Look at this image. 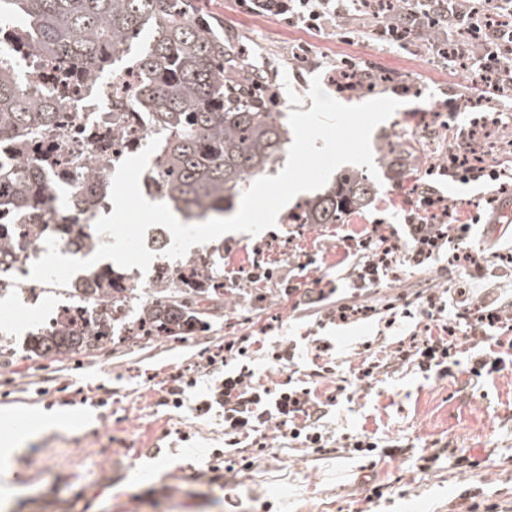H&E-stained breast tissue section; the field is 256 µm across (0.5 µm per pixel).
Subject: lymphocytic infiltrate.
<instances>
[{
    "instance_id": "lymphocytic-infiltrate-1",
    "label": "lymphocytic infiltrate",
    "mask_w": 512,
    "mask_h": 512,
    "mask_svg": "<svg viewBox=\"0 0 512 512\" xmlns=\"http://www.w3.org/2000/svg\"><path fill=\"white\" fill-rule=\"evenodd\" d=\"M237 4L255 14L287 16L290 23L307 31L336 24V36L345 42L354 39L352 19L362 16L370 19L372 33L384 42L404 44L421 38L428 53L466 60L472 83L481 90L512 89V0H407L398 11L390 0H237ZM451 215L438 196L428 193L420 197L416 212L406 216V238L382 234L362 239L365 261L357 273L358 285L377 282L379 270L396 263L423 266L448 241H466L469 225L451 222ZM464 318L472 337L497 341L496 363L512 361V340H497L505 327L498 310L476 305L466 310ZM453 348L448 337L430 336L403 352L402 358L420 371L442 373ZM311 394L308 388L271 393L255 381L253 372L243 370L213 378L196 412L206 415L221 409L225 442L231 447L244 436L255 447H264L266 436L259 428L273 420L290 438L318 448L325 436L315 424L317 407Z\"/></svg>"
}]
</instances>
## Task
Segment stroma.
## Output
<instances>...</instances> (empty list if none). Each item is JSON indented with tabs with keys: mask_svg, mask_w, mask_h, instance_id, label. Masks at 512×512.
Segmentation results:
<instances>
[{
	"mask_svg": "<svg viewBox=\"0 0 512 512\" xmlns=\"http://www.w3.org/2000/svg\"><path fill=\"white\" fill-rule=\"evenodd\" d=\"M198 15L224 35L231 53L269 77L274 112H305L312 78L345 105L390 97L400 106L371 136L373 158L382 146L403 145L412 131H429L405 181L378 167L367 204L342 224H287L251 235L229 232L206 242L216 253L224 299L209 325L179 341L114 336L104 351L26 360L15 344L13 362H0V441L14 454L0 462V512H512V362L488 376L472 367L481 348L460 342L447 375L424 376L401 360L400 345L425 339L457 321L461 303L437 318L419 312L428 296L444 299L466 286L469 302L512 315V212L505 223H474L487 212L494 183L463 184L431 171L445 160L457 135L444 108L451 93L467 90L463 61L425 52L420 41L388 45L355 19L353 42L332 30L309 33L282 16L246 14L235 0H193ZM306 42V61L294 60ZM383 75L375 89L337 92L332 74L344 60ZM492 112L490 139L474 141L491 164L512 168V94H479L458 112V124ZM444 197L458 221L471 225L468 247L482 250V270H462L442 251L428 265L397 267L360 288L358 243L371 229L404 232V218L419 189ZM272 269L269 279L256 272ZM294 284L298 293L287 294ZM320 285L324 301L305 304L303 289ZM369 308L368 317L333 321L337 305ZM244 341L250 367L270 389L307 381L320 406L323 448L283 437L266 427L267 445H224V418L198 416L208 376L197 378L184 404L164 405L176 369L206 368L225 359L224 344ZM288 352L285 367L270 366ZM375 364L373 378L356 375ZM332 373H322V366ZM189 441H182V434ZM370 439L374 450H356Z\"/></svg>",
	"mask_w": 512,
	"mask_h": 512,
	"instance_id": "obj_1",
	"label": "stroma"
}]
</instances>
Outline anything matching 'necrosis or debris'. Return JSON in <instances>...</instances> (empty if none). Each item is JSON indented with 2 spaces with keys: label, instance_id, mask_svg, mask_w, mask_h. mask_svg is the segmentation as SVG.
<instances>
[{
  "label": "necrosis or debris",
  "instance_id": "necrosis-or-debris-1",
  "mask_svg": "<svg viewBox=\"0 0 512 512\" xmlns=\"http://www.w3.org/2000/svg\"><path fill=\"white\" fill-rule=\"evenodd\" d=\"M11 31L9 24L0 25V52L26 62V78L31 85L65 82L74 101L67 105L57 126L28 137L25 146L1 143L0 165L13 166L22 160L38 166L45 184L55 195L70 189L76 167H95L101 178L82 189L88 215L82 223H68L67 211L57 207L49 209L39 224L32 223L23 212H0V229L9 242L6 251L0 254V296L13 295L19 289L25 300L32 303L40 295L52 293L50 306L38 309L32 321L37 336L51 329L65 331L84 323L108 328L112 325V307L107 303H90L95 289L130 288L143 282L155 288L162 279H179L178 269L158 267L146 277L132 272L116 279L111 263H97L51 291L45 283L31 279L30 267L45 254V240L50 236L57 239L61 254L81 259L91 257L101 243L110 242V235L97 233L91 218L99 214L101 203L110 201L112 179L119 163L142 151L154 138L152 117L116 95L117 89L134 79L133 66L67 81L54 66L31 62L27 49L12 40Z\"/></svg>",
  "mask_w": 512,
  "mask_h": 512
}]
</instances>
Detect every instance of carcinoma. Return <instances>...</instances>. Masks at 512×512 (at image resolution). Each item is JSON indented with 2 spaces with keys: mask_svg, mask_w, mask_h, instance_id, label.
Masks as SVG:
<instances>
[{
  "mask_svg": "<svg viewBox=\"0 0 512 512\" xmlns=\"http://www.w3.org/2000/svg\"><path fill=\"white\" fill-rule=\"evenodd\" d=\"M41 62L83 74L117 67L121 52L136 44L141 80L135 104L164 133L160 145L159 200L186 220H207L234 207L236 198L275 163L286 130L271 112L272 91L253 86L265 79L231 56L224 36L199 18L192 0H0V20ZM59 89L38 90L0 57V142L58 124ZM0 181L12 194L0 209L45 214L44 185L25 163L0 166ZM373 192L364 173L348 169L325 193L305 201L297 224H339ZM200 283L177 281L141 306L131 337L184 339L207 325L210 304L224 284L195 273ZM112 343L96 328L72 336H38L26 350L35 362L62 353L94 355Z\"/></svg>",
  "mask_w": 512,
  "mask_h": 512,
  "instance_id": "carcinoma-1",
  "label": "carcinoma"
}]
</instances>
